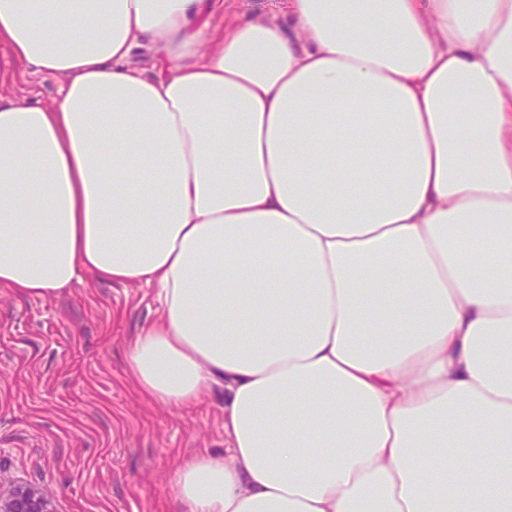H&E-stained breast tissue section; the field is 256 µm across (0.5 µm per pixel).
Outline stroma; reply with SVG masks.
I'll use <instances>...</instances> for the list:
<instances>
[{"label":"stroma","mask_w":512,"mask_h":512,"mask_svg":"<svg viewBox=\"0 0 512 512\" xmlns=\"http://www.w3.org/2000/svg\"><path fill=\"white\" fill-rule=\"evenodd\" d=\"M287 10L288 0H222L209 22ZM160 314L157 288L88 275L45 300L0 290V485L39 483L56 512H176L179 460L224 450V392L189 408L139 392L127 347Z\"/></svg>","instance_id":"obj_1"}]
</instances>
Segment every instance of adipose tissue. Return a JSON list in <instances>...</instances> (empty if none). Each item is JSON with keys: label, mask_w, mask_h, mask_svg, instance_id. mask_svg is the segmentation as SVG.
<instances>
[{"label": "adipose tissue", "mask_w": 512, "mask_h": 512, "mask_svg": "<svg viewBox=\"0 0 512 512\" xmlns=\"http://www.w3.org/2000/svg\"><path fill=\"white\" fill-rule=\"evenodd\" d=\"M0 0V288L152 285L153 399L224 389L178 512H512V0ZM148 49L168 72L132 65ZM288 10V0H222V7L210 17V30H221L224 27V15L250 16L263 13L270 19H278ZM15 81L9 87L11 92L20 95H35L42 102L49 103L57 97L59 82L55 79L41 80L28 78L22 73L23 68L15 69Z\"/></svg>", "instance_id": "adipose-tissue-1"}]
</instances>
